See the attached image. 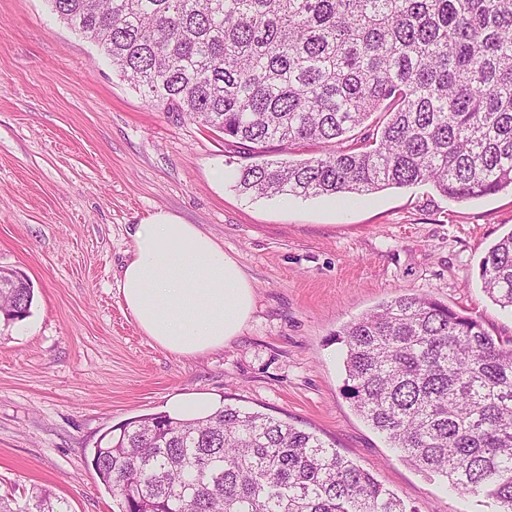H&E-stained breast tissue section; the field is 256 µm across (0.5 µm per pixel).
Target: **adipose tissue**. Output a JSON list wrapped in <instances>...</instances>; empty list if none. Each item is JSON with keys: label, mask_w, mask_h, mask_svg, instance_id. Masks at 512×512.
<instances>
[{"label": "adipose tissue", "mask_w": 512, "mask_h": 512, "mask_svg": "<svg viewBox=\"0 0 512 512\" xmlns=\"http://www.w3.org/2000/svg\"><path fill=\"white\" fill-rule=\"evenodd\" d=\"M117 288L141 332L182 357L223 348L255 308L253 285L223 244L165 210L137 224Z\"/></svg>", "instance_id": "1"}]
</instances>
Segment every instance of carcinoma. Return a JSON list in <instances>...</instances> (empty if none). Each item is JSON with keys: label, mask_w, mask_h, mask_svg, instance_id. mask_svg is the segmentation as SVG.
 <instances>
[{"label": "carcinoma", "mask_w": 512, "mask_h": 512, "mask_svg": "<svg viewBox=\"0 0 512 512\" xmlns=\"http://www.w3.org/2000/svg\"><path fill=\"white\" fill-rule=\"evenodd\" d=\"M151 107L181 112L260 161L255 197L345 198L429 182L467 201L512 188V0H51ZM375 112L372 140L344 136ZM328 150L267 159L273 143ZM488 298L512 310V232L481 258ZM0 285V317L30 313ZM344 391L403 461L512 512V339L429 295L348 324ZM92 465L121 512H418L316 434L231 405L155 413L102 436ZM0 512H70L34 496Z\"/></svg>", "instance_id": "carcinoma-1"}]
</instances>
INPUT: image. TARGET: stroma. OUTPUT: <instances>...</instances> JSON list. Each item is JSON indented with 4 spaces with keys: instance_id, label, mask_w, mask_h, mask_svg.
I'll return each instance as SVG.
<instances>
[{
    "instance_id": "stroma-1",
    "label": "stroma",
    "mask_w": 512,
    "mask_h": 512,
    "mask_svg": "<svg viewBox=\"0 0 512 512\" xmlns=\"http://www.w3.org/2000/svg\"><path fill=\"white\" fill-rule=\"evenodd\" d=\"M246 163L234 139L148 106L48 0H0V267L34 286L29 315L0 321V496L116 512L93 448L191 395L316 433L417 512H489L402 461L354 410L337 335L408 293L512 339V312L477 275L512 231V191L255 198L235 187ZM160 208L221 242L255 289L251 319L222 349L166 352L119 297L134 226Z\"/></svg>"
}]
</instances>
